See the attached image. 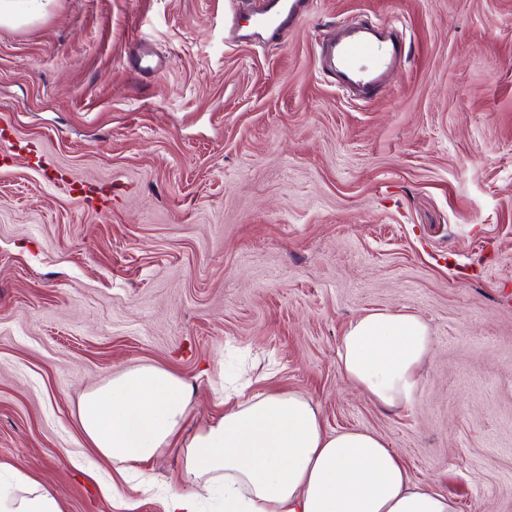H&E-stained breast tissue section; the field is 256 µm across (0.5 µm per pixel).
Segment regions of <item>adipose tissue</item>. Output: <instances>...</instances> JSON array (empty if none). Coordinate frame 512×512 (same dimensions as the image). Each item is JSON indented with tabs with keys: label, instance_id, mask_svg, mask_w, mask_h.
I'll list each match as a JSON object with an SVG mask.
<instances>
[{
	"label": "adipose tissue",
	"instance_id": "adipose-tissue-1",
	"mask_svg": "<svg viewBox=\"0 0 512 512\" xmlns=\"http://www.w3.org/2000/svg\"><path fill=\"white\" fill-rule=\"evenodd\" d=\"M428 324L376 310L352 321L338 351L343 378L377 406L412 403L430 355ZM191 386L157 366L125 370L83 396L79 422L90 448L136 467L175 447L179 481L165 512H202V494H224V512H457L432 483L414 480L401 457L366 431L327 433L320 407L295 391L226 406L188 431ZM0 512H62L27 470L0 474Z\"/></svg>",
	"mask_w": 512,
	"mask_h": 512
}]
</instances>
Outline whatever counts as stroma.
Wrapping results in <instances>:
<instances>
[{
  "instance_id": "obj_1",
  "label": "stroma",
  "mask_w": 512,
  "mask_h": 512,
  "mask_svg": "<svg viewBox=\"0 0 512 512\" xmlns=\"http://www.w3.org/2000/svg\"><path fill=\"white\" fill-rule=\"evenodd\" d=\"M226 5L48 0L0 26V464L63 512H164L177 449L144 492L94 459L82 396L155 365L196 426L244 371L381 436L458 512H512V0H315L272 44L226 43ZM348 19L406 47L372 101L318 66ZM373 310L431 329L401 409L340 374Z\"/></svg>"
}]
</instances>
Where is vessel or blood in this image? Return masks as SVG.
Listing matches in <instances>:
<instances>
[{"label": "vessel or blood", "mask_w": 512, "mask_h": 512, "mask_svg": "<svg viewBox=\"0 0 512 512\" xmlns=\"http://www.w3.org/2000/svg\"><path fill=\"white\" fill-rule=\"evenodd\" d=\"M312 0H266L252 20L262 39L274 42L287 27L299 24L308 14ZM405 48L389 38L385 28L336 26L322 41L321 70L360 96L381 91L386 77L399 66Z\"/></svg>", "instance_id": "obj_1"}]
</instances>
